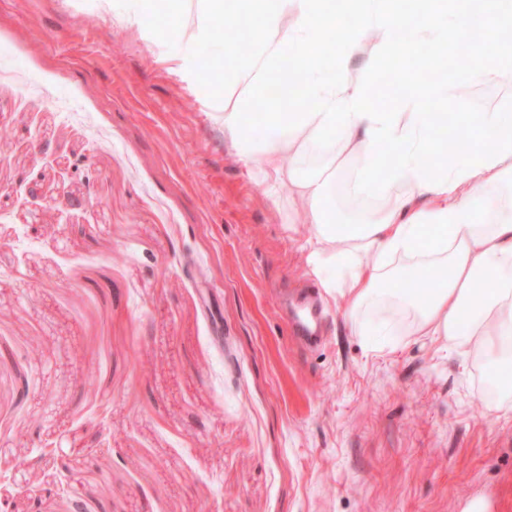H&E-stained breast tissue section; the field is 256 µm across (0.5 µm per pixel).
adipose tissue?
<instances>
[{
    "instance_id": "adipose-tissue-1",
    "label": "adipose tissue",
    "mask_w": 512,
    "mask_h": 512,
    "mask_svg": "<svg viewBox=\"0 0 512 512\" xmlns=\"http://www.w3.org/2000/svg\"><path fill=\"white\" fill-rule=\"evenodd\" d=\"M241 12L253 23L247 52L224 41L207 66L188 48L162 59L181 80L217 88L212 118L220 126L301 14L299 0H196L192 40H212ZM319 124L315 118L285 135L270 130L264 150L243 151L229 138L224 147L267 185L273 204L286 199L306 212L307 266L353 332L376 315L401 335L431 337L495 368L492 408L512 418V155L452 191L421 186L406 174L383 199L367 198L345 224L329 204V191L344 162L363 166L370 122L350 119L343 140L328 150L311 141Z\"/></svg>"
}]
</instances>
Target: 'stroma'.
<instances>
[{"instance_id": "1", "label": "stroma", "mask_w": 512, "mask_h": 512, "mask_svg": "<svg viewBox=\"0 0 512 512\" xmlns=\"http://www.w3.org/2000/svg\"><path fill=\"white\" fill-rule=\"evenodd\" d=\"M166 49L97 0H0V512H512L488 366L325 294L297 345L306 221ZM301 312L297 315L296 327L294 328L297 334L301 335L297 337H299L304 344L315 346L322 337L319 335L317 311L313 306L307 305Z\"/></svg>"}]
</instances>
